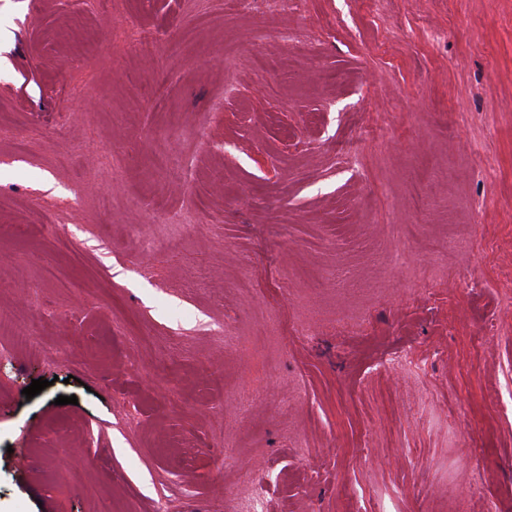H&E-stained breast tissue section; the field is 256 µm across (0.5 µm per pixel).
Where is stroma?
Instances as JSON below:
<instances>
[{"mask_svg":"<svg viewBox=\"0 0 512 512\" xmlns=\"http://www.w3.org/2000/svg\"><path fill=\"white\" fill-rule=\"evenodd\" d=\"M0 24V512H512V0Z\"/></svg>","mask_w":512,"mask_h":512,"instance_id":"obj_1","label":"stroma"}]
</instances>
